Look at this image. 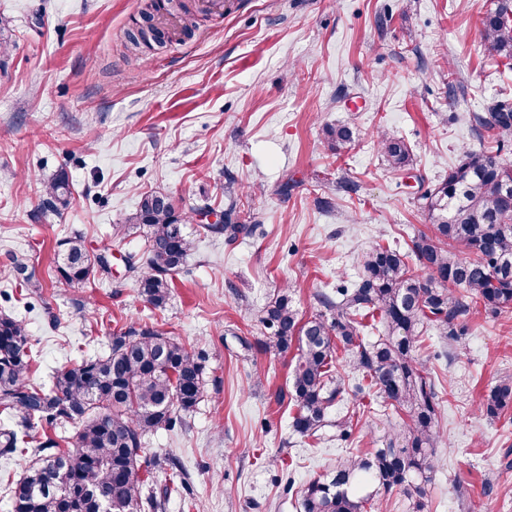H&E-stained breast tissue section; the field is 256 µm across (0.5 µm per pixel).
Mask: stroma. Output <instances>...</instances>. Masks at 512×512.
<instances>
[{"mask_svg":"<svg viewBox=\"0 0 512 512\" xmlns=\"http://www.w3.org/2000/svg\"><path fill=\"white\" fill-rule=\"evenodd\" d=\"M148 0H0L9 46L0 54V269L24 258L42 288L0 277V312L23 320L35 360L29 380L107 352L113 333L152 320L202 354L206 394L182 428L145 439L179 460L186 486L165 512H297L302 485L338 457L379 447L399 417L376 397L345 399L350 441L336 429L294 432L277 403L295 351L260 342L278 288L308 316L318 293L355 281L375 244L407 250L429 231L424 188L441 182L461 148L481 150L473 114L512 98V61L489 56L478 29L495 0H185L198 24L164 47L127 40ZM346 125L335 155L325 130ZM405 139L414 171L390 169L376 131ZM66 171L67 208L42 204ZM289 193H282L283 184ZM238 192L252 236L227 244L199 235L165 310L149 309L122 258L142 251L113 225L141 196L162 191L188 211L224 209ZM109 247V276L56 284L60 242ZM418 354L438 395L439 439L426 512H512V411L490 421L478 403L512 377V312L470 315L463 335L427 331Z\"/></svg>","mask_w":512,"mask_h":512,"instance_id":"obj_1","label":"stroma"}]
</instances>
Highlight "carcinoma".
<instances>
[{
  "label": "carcinoma",
  "mask_w": 512,
  "mask_h": 512,
  "mask_svg": "<svg viewBox=\"0 0 512 512\" xmlns=\"http://www.w3.org/2000/svg\"><path fill=\"white\" fill-rule=\"evenodd\" d=\"M479 38L490 55L512 60V0H496ZM474 121L497 148L463 149L448 176L424 193L432 229L415 236L410 251L371 246L360 256L359 279L351 284L342 280L335 292L319 294L321 310L305 320L286 285L263 311L260 323L269 330L264 350H298L291 390L276 394L277 403L288 400L296 407V433L314 436L334 423L340 440L351 437L352 417L328 418L344 398L334 373L340 351L350 369L367 381L356 387L355 395L368 389L384 408L407 416L389 427L382 447L348 455L327 473L311 477L297 492L300 512H369L382 493L404 497L409 512H425L438 404L435 382L417 354L423 329L431 325L444 337L458 336L471 313L496 317L512 309V206L507 194L512 162L500 154L512 141V104L501 101ZM352 142L350 127L326 129L333 153ZM376 144L391 169L413 168L404 139L379 132ZM71 198L69 176L61 171L45 186L43 205L58 210ZM200 212H183L170 195L154 191L141 197L125 223L112 226V237L119 241L133 228L144 234L145 250L128 254L126 269L155 310L166 308L173 277L194 250L186 226L196 223ZM198 227L232 242L252 234L255 225L240 219L231 198L224 223ZM62 245L56 262L59 285L79 286L111 272L107 256L89 252L81 239ZM7 271L33 293L42 288L18 256L10 259ZM30 370L26 323L1 313L0 409L16 423L0 430V455H34L23 474L7 482L12 512H161L163 499L144 492L145 437L184 425V416L204 396V358L157 323L145 322L114 334L105 355L57 371L47 389L29 384ZM511 409L508 377L478 405L489 420ZM37 421L74 424L71 447L62 448L47 435L37 439Z\"/></svg>",
  "instance_id": "carcinoma-1"
}]
</instances>
